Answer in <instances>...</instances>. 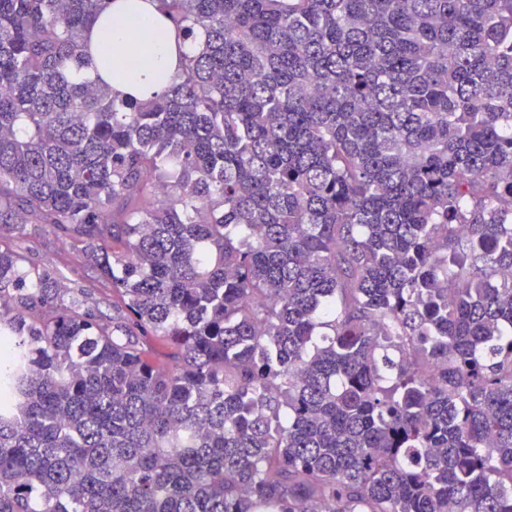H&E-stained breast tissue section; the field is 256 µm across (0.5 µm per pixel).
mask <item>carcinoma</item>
I'll return each mask as SVG.
<instances>
[{
	"instance_id": "obj_1",
	"label": "carcinoma",
	"mask_w": 512,
	"mask_h": 512,
	"mask_svg": "<svg viewBox=\"0 0 512 512\" xmlns=\"http://www.w3.org/2000/svg\"><path fill=\"white\" fill-rule=\"evenodd\" d=\"M157 2L0 0V512H512V0ZM110 18L120 21L112 24V41L106 43L102 25ZM130 18L147 21L152 29L128 27L123 20ZM160 25L165 27V32L157 38L153 27ZM87 40L89 64L81 76L96 82L99 78L105 80L117 99L138 96L144 78H155L156 70H174L178 66L179 50L184 56L197 46L182 35L178 37L175 28L157 11L154 0H113L92 27ZM111 45L116 51L112 55V70H109L102 66V58ZM21 250L35 264L44 267L57 266L62 257L71 253L69 239L62 236L32 234L31 238L21 244ZM64 283L73 289L86 288L85 303L92 309L97 304V293L87 289V272L82 263L73 259L63 270Z\"/></svg>"
}]
</instances>
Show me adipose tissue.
I'll list each match as a JSON object with an SVG mask.
<instances>
[{
	"label": "adipose tissue",
	"mask_w": 512,
	"mask_h": 512,
	"mask_svg": "<svg viewBox=\"0 0 512 512\" xmlns=\"http://www.w3.org/2000/svg\"><path fill=\"white\" fill-rule=\"evenodd\" d=\"M88 37L89 64L81 72L91 81L105 80L113 97L123 99L138 94L144 79H151L152 93H162L166 84L157 80L158 70L175 69L180 55L193 45L179 37L173 26L165 25L155 0H111ZM111 55V67H103L104 55Z\"/></svg>",
	"instance_id": "1"
}]
</instances>
